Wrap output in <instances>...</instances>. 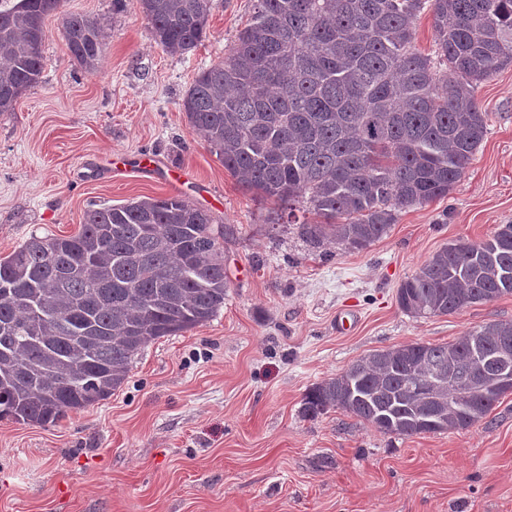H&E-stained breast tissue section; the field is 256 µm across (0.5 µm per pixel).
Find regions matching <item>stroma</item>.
<instances>
[{
  "label": "stroma",
  "mask_w": 512,
  "mask_h": 512,
  "mask_svg": "<svg viewBox=\"0 0 512 512\" xmlns=\"http://www.w3.org/2000/svg\"><path fill=\"white\" fill-rule=\"evenodd\" d=\"M253 5L210 0L206 39L172 55L137 0H65L106 34L97 70L51 18L38 84L0 113V257L145 197H182L232 230L213 320L153 342L108 399L56 424L0 420V512H512V393L469 428L412 437L303 412L312 386L373 351L512 322V294L427 318L396 299L446 245L512 224V66L476 89L487 135L447 197L366 248L316 243L225 171L181 108Z\"/></svg>",
  "instance_id": "stroma-1"
}]
</instances>
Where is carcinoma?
I'll return each mask as SVG.
<instances>
[{
    "label": "carcinoma",
    "mask_w": 512,
    "mask_h": 512,
    "mask_svg": "<svg viewBox=\"0 0 512 512\" xmlns=\"http://www.w3.org/2000/svg\"><path fill=\"white\" fill-rule=\"evenodd\" d=\"M158 44L184 55L205 39L210 0H138ZM63 0H0V113L38 84ZM435 55L414 43L424 10ZM62 15V14H60ZM72 58L96 69L97 20L62 15ZM512 66V0H255L224 60L198 71L181 106L245 189L321 224L302 234L363 249L401 209L448 196L487 133L475 89ZM211 216L174 196L85 212L77 234L30 237L0 257V419L55 424L112 395L155 340L209 322L230 281ZM402 286L414 317L457 313L512 292V224L443 247ZM512 339V322L455 341L377 350L322 381L304 411L342 409L387 434L466 429L492 410L448 370L476 375L472 341ZM362 382V398L350 384ZM432 409L440 424L416 429Z\"/></svg>",
    "instance_id": "1"
}]
</instances>
